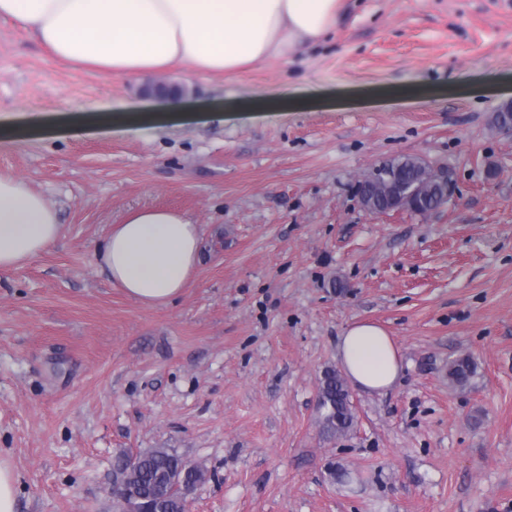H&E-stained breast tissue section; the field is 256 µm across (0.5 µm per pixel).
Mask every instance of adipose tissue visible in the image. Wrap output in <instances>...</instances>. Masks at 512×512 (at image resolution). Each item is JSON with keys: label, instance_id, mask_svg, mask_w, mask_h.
<instances>
[{"label": "adipose tissue", "instance_id": "ef3b65f1", "mask_svg": "<svg viewBox=\"0 0 512 512\" xmlns=\"http://www.w3.org/2000/svg\"><path fill=\"white\" fill-rule=\"evenodd\" d=\"M341 0H0V17L32 31L58 60L103 78L145 81L176 65L224 74L288 58L336 28ZM56 210L23 179L0 176V271L58 239ZM202 230L164 207L131 211L114 225L101 258L113 286L149 307L169 304L193 278ZM336 359L358 389L381 394L398 381V344L380 326L352 324Z\"/></svg>", "mask_w": 512, "mask_h": 512}]
</instances>
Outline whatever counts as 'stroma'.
Wrapping results in <instances>:
<instances>
[{
    "label": "stroma",
    "mask_w": 512,
    "mask_h": 512,
    "mask_svg": "<svg viewBox=\"0 0 512 512\" xmlns=\"http://www.w3.org/2000/svg\"><path fill=\"white\" fill-rule=\"evenodd\" d=\"M143 94L49 55L0 18V175L61 234L0 272V462L16 512H115L119 452L208 472L191 512H512V0H343L289 60ZM445 166L430 214L377 216L355 188L382 162ZM200 224L181 295L148 307L100 254L135 209ZM384 327L404 374L353 391L328 440L318 383L353 323ZM477 363L470 387L448 363ZM477 368L470 356L456 358L448 363V381L454 387H469L477 375Z\"/></svg>",
    "instance_id": "obj_1"
}]
</instances>
